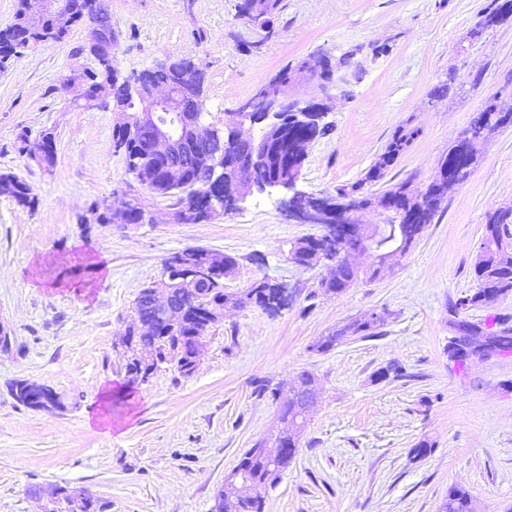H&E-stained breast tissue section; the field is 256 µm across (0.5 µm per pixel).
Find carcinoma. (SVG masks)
<instances>
[{"mask_svg":"<svg viewBox=\"0 0 512 512\" xmlns=\"http://www.w3.org/2000/svg\"><path fill=\"white\" fill-rule=\"evenodd\" d=\"M512 15V0H492V3L481 13L479 20L471 30V36L477 37L482 32L500 24ZM75 26H87L88 37L101 36L110 28L109 23L101 14L98 0H82L73 22ZM68 35L53 32L50 26L36 35L24 26L22 3H17L13 21L0 29V57L5 60L21 54V51L38 45L63 42ZM144 84L167 83L178 80L192 83L200 76L188 71H173L171 68L154 67L142 71ZM512 124V112H501L498 104L491 102L485 111L473 120L472 125H482L495 132L504 126ZM317 135L319 126L313 124L310 129L290 127L281 133L273 131L263 137L258 148V156L254 165L248 169H230L226 172L224 183V212L235 210L233 185L243 178L264 180L275 176L288 174V165L298 163L293 152L291 140L307 133ZM419 129L400 126L393 132L384 151L377 156L373 164L365 172L364 177L350 187L336 189L340 196L352 193L368 192L369 187L381 182L388 170L411 145L418 136ZM153 132L148 127H137L133 130L121 125L115 127L112 139L117 151L123 153L126 169L134 179L147 186L155 194L172 200L175 213L187 212L194 223H204L209 216L204 213L202 206L194 199L189 186L196 180L194 155L206 151H219L224 157H242L251 154L253 145L248 141H238L228 134H220L219 130L207 127L204 135L194 139L187 138L184 151L176 157L181 164L182 179L185 187L177 189L168 183L166 167L168 160L157 159L147 153V145L152 139ZM441 170L447 177L460 182L469 175L467 164L457 152L456 144L448 146V153L439 161ZM411 181L396 184L386 192L397 196V206L405 212L413 213L410 218H403L395 225L397 240L410 248L420 238L426 226L434 220L441 208V203L427 206L419 212H413ZM0 196L11 200L15 205L35 209L39 200L33 193L30 184L11 172H0ZM172 263L164 264L163 273L171 281V289L177 314L167 320L159 319L150 305L151 289L144 288L139 293L134 306V317L130 326L144 325L151 331L137 333L138 342L144 348L162 352L164 337L179 340L180 365L176 367L179 375L189 377L196 368L194 360L198 338L207 336L220 322V318L211 316V309L219 311L231 305L236 308L251 306L263 310L279 305L280 291L276 284L265 280L254 282L249 288L237 294L224 292V285L217 284L209 288L191 286L190 273L194 268L203 264H212L220 269L223 276L233 273L237 260L231 256L212 253L200 248H187L171 256ZM334 264L329 266L327 277L321 280L320 287L327 293L338 294L350 287L359 278V271L352 268L345 256L332 258ZM473 272L477 287L474 292L460 297L448 308L451 316L449 324L464 335L471 337L478 348L484 350L500 349L512 354V325L507 319H495L496 325L486 322H475L459 318L462 310L480 307L493 303L500 296L512 293V210L495 211L488 215L485 233L474 259ZM381 319L372 317L356 319L342 328L322 337L311 346V349L326 353L332 350L344 339L364 334L371 336L380 325ZM317 392L316 378L309 372H304L298 378V383L282 395L280 389L270 387L269 381L258 380L254 388L257 396L270 395L278 403V411L287 423V430L278 437L270 440L277 453L267 451V447L249 449L238 462V467L244 469L249 477L247 491L234 498L228 497L225 488H220L215 496L214 512H262V491L274 486L281 473L288 468L295 458L300 437L307 423L306 410L314 402ZM441 512H474L470 493L463 488L452 486L448 489V497L441 506Z\"/></svg>","mask_w":512,"mask_h":512,"instance_id":"obj_1","label":"carcinoma"}]
</instances>
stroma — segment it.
I'll use <instances>...</instances> for the list:
<instances>
[{
  "label": "stroma",
  "mask_w": 512,
  "mask_h": 512,
  "mask_svg": "<svg viewBox=\"0 0 512 512\" xmlns=\"http://www.w3.org/2000/svg\"><path fill=\"white\" fill-rule=\"evenodd\" d=\"M490 2L283 0L277 36L250 53L257 30L236 19L235 0H110L119 70L194 60L207 77L203 121L218 128L284 66L320 48L337 63L328 130L308 145L294 189L253 192L203 224L172 222L168 199L127 173L112 142L118 113L83 109L78 88L61 87L92 65L79 51L87 28L0 70V171L39 199L28 210L0 196V325L12 341L0 353V512H43L59 486L107 501V512H211L243 453L284 428L255 380L285 389L305 371L318 397L264 512H439L453 486L469 491L475 512H512V354L460 368L446 350L448 308L476 286L487 215L512 209V125L482 141L478 164L405 256L342 293L318 287L327 262L289 260L292 243L319 228L284 212L292 193L332 194L357 181L403 124L419 134L387 183L426 185L491 98L512 106V18L469 36ZM383 43L390 52L375 54ZM441 85L448 94L435 97ZM24 130L53 133L54 168L16 151ZM128 196L158 212V223H89L94 203L117 207ZM195 247L236 258L225 292L266 279L287 285V306L225 307L191 376L161 368L131 398L113 400L111 425L97 423L101 386L125 380L115 344L138 294L161 279L168 257ZM77 282L84 292L73 291ZM373 314L382 318L377 336L312 351ZM391 365L398 376L378 379ZM18 380L52 388L66 410L18 404ZM422 440L432 450L419 456Z\"/></svg>",
  "instance_id": "stroma-1"
}]
</instances>
